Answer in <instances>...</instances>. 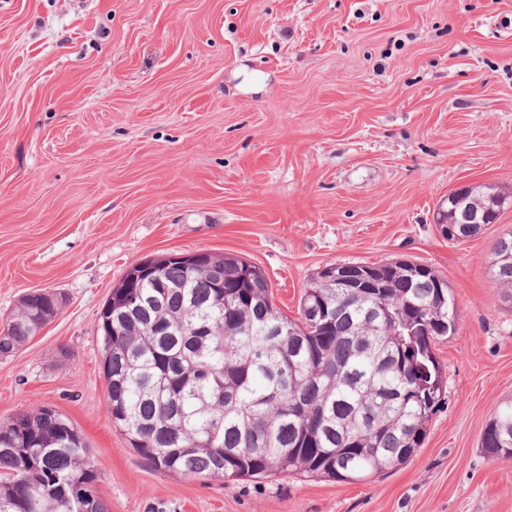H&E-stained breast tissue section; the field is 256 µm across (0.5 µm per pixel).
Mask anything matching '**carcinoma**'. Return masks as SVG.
<instances>
[{
	"instance_id": "1",
	"label": "carcinoma",
	"mask_w": 512,
	"mask_h": 512,
	"mask_svg": "<svg viewBox=\"0 0 512 512\" xmlns=\"http://www.w3.org/2000/svg\"><path fill=\"white\" fill-rule=\"evenodd\" d=\"M512 196L489 186L440 206L458 240ZM379 288H339L325 272L299 317L273 304L258 266L232 256L187 267L162 258L133 287L112 290L102 355L113 427L157 469L208 480L310 476L361 481L410 460L443 400L436 325L457 318L448 283L431 267L374 266ZM489 274L512 291V233L491 249ZM59 309L44 294L0 329V356L23 348ZM512 448V403L483 433L489 452ZM78 427L46 409L0 426V512H109Z\"/></svg>"
}]
</instances>
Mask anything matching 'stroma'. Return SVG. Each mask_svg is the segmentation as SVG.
<instances>
[{
  "mask_svg": "<svg viewBox=\"0 0 512 512\" xmlns=\"http://www.w3.org/2000/svg\"><path fill=\"white\" fill-rule=\"evenodd\" d=\"M512 0H0V321L62 300L0 357V424L50 407L83 433L109 512H512L481 435L512 401V207L463 242L450 191L512 192ZM206 251L261 267L274 305L333 263L409 260L448 283L447 379L417 455L364 482L210 481L111 420L98 316L126 270ZM489 274L500 288L512 291V233L499 237L491 249ZM34 291L31 296L42 295L28 301L25 298L0 330V356H8L23 348L35 337L39 325L44 327L58 312V296ZM44 294V295H43Z\"/></svg>",
  "mask_w": 512,
  "mask_h": 512,
  "instance_id": "1",
  "label": "stroma"
}]
</instances>
